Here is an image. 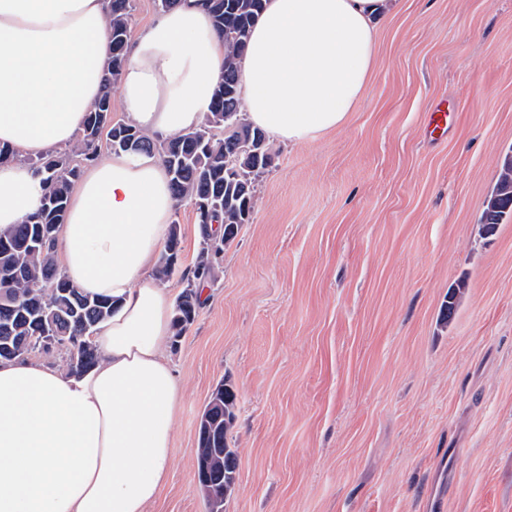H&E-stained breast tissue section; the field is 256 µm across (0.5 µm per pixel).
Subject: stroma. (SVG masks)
Listing matches in <instances>:
<instances>
[{
	"label": "stroma",
	"instance_id": "stroma-1",
	"mask_svg": "<svg viewBox=\"0 0 512 512\" xmlns=\"http://www.w3.org/2000/svg\"><path fill=\"white\" fill-rule=\"evenodd\" d=\"M273 150L223 275L165 349L182 395L147 512H206L197 431L224 380V512H512V218L480 233L512 156V0H400L347 123ZM173 221L177 296L202 239L189 204Z\"/></svg>",
	"mask_w": 512,
	"mask_h": 512
}]
</instances>
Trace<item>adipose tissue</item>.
Wrapping results in <instances>:
<instances>
[{"mask_svg": "<svg viewBox=\"0 0 512 512\" xmlns=\"http://www.w3.org/2000/svg\"><path fill=\"white\" fill-rule=\"evenodd\" d=\"M396 0H267L241 61L250 122L277 142L342 126L375 68L376 24ZM109 0H0V231L40 204L24 160L69 147L112 52ZM208 0H181L128 42L119 100L133 124L175 136L200 125L224 71ZM178 203L153 155L109 154L75 186L55 245L65 275L119 304L75 376L0 363V512H145L172 466L182 388L163 354L173 298L150 270Z\"/></svg>", "mask_w": 512, "mask_h": 512, "instance_id": "adipose-tissue-1", "label": "adipose tissue"}]
</instances>
